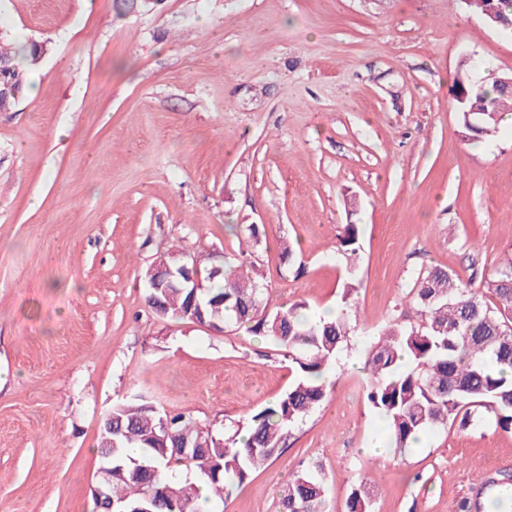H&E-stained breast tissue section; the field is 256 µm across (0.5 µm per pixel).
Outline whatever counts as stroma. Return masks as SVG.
Returning a JSON list of instances; mask_svg holds the SVG:
<instances>
[{
	"instance_id": "stroma-1",
	"label": "stroma",
	"mask_w": 512,
	"mask_h": 512,
	"mask_svg": "<svg viewBox=\"0 0 512 512\" xmlns=\"http://www.w3.org/2000/svg\"><path fill=\"white\" fill-rule=\"evenodd\" d=\"M0 32L47 47L0 112V512H92L115 403L227 422L287 389L269 343L145 301L172 246L230 257L250 224L272 304L336 307L352 276L359 322L326 400L224 512H279L308 464L330 512L362 477L373 512H470V486L512 471L488 419L396 452L347 367L416 323L417 272L478 284L512 251V124L474 149L451 95L463 62L511 72L512 35L463 0H0ZM340 246L344 257L347 260V265H349L350 269L354 268L360 249L359 228L357 224L344 225L340 236Z\"/></svg>"
}]
</instances>
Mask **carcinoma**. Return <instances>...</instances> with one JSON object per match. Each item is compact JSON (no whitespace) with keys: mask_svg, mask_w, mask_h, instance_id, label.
Wrapping results in <instances>:
<instances>
[{"mask_svg":"<svg viewBox=\"0 0 512 512\" xmlns=\"http://www.w3.org/2000/svg\"><path fill=\"white\" fill-rule=\"evenodd\" d=\"M38 43L18 51L0 48V59L11 69L0 77L24 93L22 63H34ZM491 102V115L482 111ZM512 93L497 81L492 90L484 81L469 87L468 111L459 113L464 133L482 140L497 132ZM340 246L349 268H354L360 249L359 228L346 224ZM205 288L198 293L204 317L217 320L228 330L241 324L274 344L294 367L288 389L264 409L225 434L216 424L185 412L171 413L139 399L112 406L103 419L98 447L100 464L112 462L108 494L112 512H198L201 489L215 495V512L224 498L260 466L276 460L288 432L303 421L327 396L331 386L328 369L339 360L352 329L358 323L352 296L358 283L350 276L340 288L336 316H311L309 305L299 301L286 311L271 306L267 288L243 271L242 265L224 260L221 272L212 275V255L196 256ZM473 288L453 270L435 267L421 272L411 289V302L419 321L393 322L365 346L364 371L368 375L367 399L385 419L393 447H413L419 437L448 424L466 428L474 412L484 408L496 427L512 430V253L501 263L493 279ZM497 304L491 306L485 294ZM148 306L166 319L187 321L193 315L191 289L148 288ZM166 425L177 439L206 444L173 454L155 447L154 434ZM501 493L487 500L495 512H512V480L494 479ZM281 512H328L323 473L307 468L297 473L280 502ZM346 512H372L370 483L361 479L347 501Z\"/></svg>","mask_w":512,"mask_h":512,"instance_id":"carcinoma-1","label":"carcinoma"}]
</instances>
